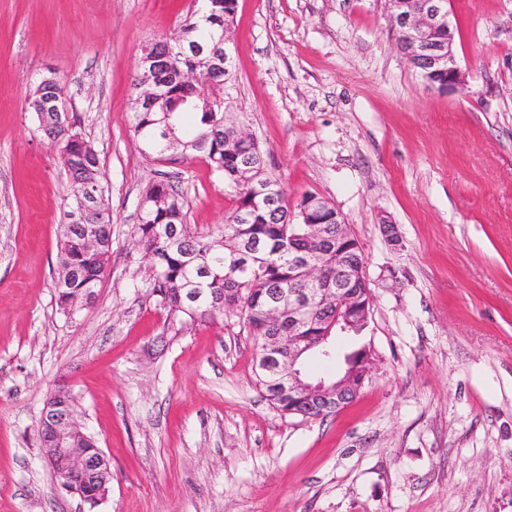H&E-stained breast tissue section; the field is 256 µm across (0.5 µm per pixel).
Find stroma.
<instances>
[{"label":"stroma","mask_w":512,"mask_h":512,"mask_svg":"<svg viewBox=\"0 0 512 512\" xmlns=\"http://www.w3.org/2000/svg\"><path fill=\"white\" fill-rule=\"evenodd\" d=\"M451 8L464 91L410 65L385 0H238L224 109L289 205L312 194L350 225L373 297L357 400L307 420L255 389L237 321L174 332L134 245L157 180L199 228L234 206L206 162L153 161L128 121L142 46L194 0H0V512H87L40 447L58 390L111 464L97 512H512V0ZM48 75L112 213L72 317L54 288L71 181L28 107Z\"/></svg>","instance_id":"1"}]
</instances>
